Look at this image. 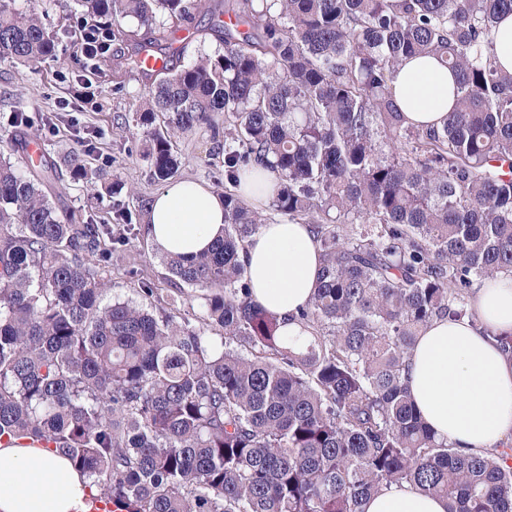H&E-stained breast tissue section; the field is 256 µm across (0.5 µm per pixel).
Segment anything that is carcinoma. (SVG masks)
<instances>
[{
  "mask_svg": "<svg viewBox=\"0 0 512 512\" xmlns=\"http://www.w3.org/2000/svg\"><path fill=\"white\" fill-rule=\"evenodd\" d=\"M94 29L134 40L124 60L210 0H75ZM40 2L0 0V58L56 59ZM210 28L222 47L149 77L133 104L155 182L204 128L222 150L224 236L190 258L160 255L159 307L103 303L143 210L112 223L57 210L58 162L23 175L33 124L0 140V443L29 440L71 459L113 512H366L393 484L447 499V512H512V452L466 453L432 434L411 401L406 357L441 317L471 315L476 279L512 273V72L496 27L512 0H233ZM433 56L451 70L442 125L406 123L391 82ZM276 174L270 208L311 228L322 264L282 335L253 298L240 253L266 223L238 194ZM70 178L98 177L86 159ZM198 291L201 326L178 315ZM250 347L217 351L204 327Z\"/></svg>",
  "mask_w": 512,
  "mask_h": 512,
  "instance_id": "1",
  "label": "carcinoma"
}]
</instances>
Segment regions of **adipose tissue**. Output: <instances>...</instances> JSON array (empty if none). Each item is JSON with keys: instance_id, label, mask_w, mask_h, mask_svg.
I'll use <instances>...</instances> for the list:
<instances>
[{"instance_id": "ef3b65f1", "label": "adipose tissue", "mask_w": 512, "mask_h": 512, "mask_svg": "<svg viewBox=\"0 0 512 512\" xmlns=\"http://www.w3.org/2000/svg\"><path fill=\"white\" fill-rule=\"evenodd\" d=\"M408 122L442 124L453 76L434 57L406 60L392 81ZM146 232L162 252L189 256L224 230V199L205 183H167L147 205ZM255 299L295 335L290 316L309 299L321 267L308 225L286 218L263 225L242 253ZM475 321L440 319L419 336L408 362L414 403L436 436L474 454L512 439V357L496 341L512 333V274L473 291ZM97 490L64 456L24 443H0V512H90ZM366 512H446L442 498L391 486Z\"/></svg>"}]
</instances>
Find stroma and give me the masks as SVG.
<instances>
[{
  "label": "stroma",
  "mask_w": 512,
  "mask_h": 512,
  "mask_svg": "<svg viewBox=\"0 0 512 512\" xmlns=\"http://www.w3.org/2000/svg\"><path fill=\"white\" fill-rule=\"evenodd\" d=\"M43 20L53 30H64L61 54L65 64L46 61L33 68L15 67L0 60V137L11 134V118L21 112L31 117L42 151L61 159L77 154L87 156L93 167L124 183L120 195H112L106 183L79 182L55 206L73 212L94 224L112 221V203L121 201L130 209L139 208L160 188L152 180L148 160L138 138L123 133L121 122L131 120L130 106L140 94V76L115 77L110 68H91L79 51L86 25L75 10L73 0H43ZM206 133L183 140L185 163L179 178L201 181L223 190L221 159L208 158ZM156 246L141 234L130 239L127 252L136 260L142 276L156 288L169 289L168 273L156 258Z\"/></svg>",
  "instance_id": "1"
}]
</instances>
